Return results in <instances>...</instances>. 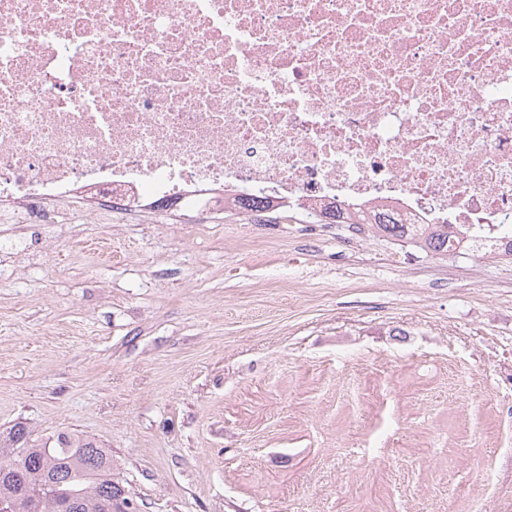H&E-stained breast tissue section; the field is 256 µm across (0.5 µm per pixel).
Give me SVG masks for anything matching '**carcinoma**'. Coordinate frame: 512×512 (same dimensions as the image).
<instances>
[{
  "label": "carcinoma",
  "instance_id": "1",
  "mask_svg": "<svg viewBox=\"0 0 512 512\" xmlns=\"http://www.w3.org/2000/svg\"><path fill=\"white\" fill-rule=\"evenodd\" d=\"M450 224H438L421 249L448 254ZM379 234L403 241L406 224H380ZM139 512L114 473L112 449L91 436L60 433L30 441L23 425L0 431V512Z\"/></svg>",
  "mask_w": 512,
  "mask_h": 512
}]
</instances>
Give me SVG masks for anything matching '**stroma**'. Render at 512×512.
Listing matches in <instances>:
<instances>
[{
  "label": "stroma",
  "instance_id": "stroma-1",
  "mask_svg": "<svg viewBox=\"0 0 512 512\" xmlns=\"http://www.w3.org/2000/svg\"><path fill=\"white\" fill-rule=\"evenodd\" d=\"M140 512H512V261L344 224L0 223V429Z\"/></svg>",
  "mask_w": 512,
  "mask_h": 512
}]
</instances>
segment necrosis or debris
Here are the masks:
<instances>
[{
  "instance_id": "obj_1",
  "label": "necrosis or debris",
  "mask_w": 512,
  "mask_h": 512,
  "mask_svg": "<svg viewBox=\"0 0 512 512\" xmlns=\"http://www.w3.org/2000/svg\"><path fill=\"white\" fill-rule=\"evenodd\" d=\"M512 226V0H0V219Z\"/></svg>"
}]
</instances>
